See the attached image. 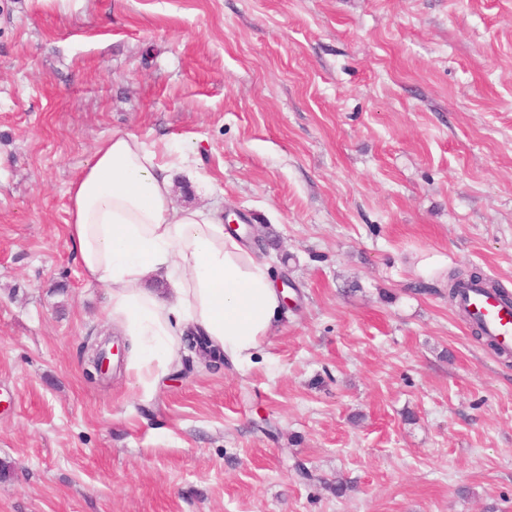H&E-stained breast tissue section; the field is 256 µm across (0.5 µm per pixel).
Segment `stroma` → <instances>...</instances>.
I'll list each match as a JSON object with an SVG mask.
<instances>
[{"instance_id": "1", "label": "stroma", "mask_w": 512, "mask_h": 512, "mask_svg": "<svg viewBox=\"0 0 512 512\" xmlns=\"http://www.w3.org/2000/svg\"><path fill=\"white\" fill-rule=\"evenodd\" d=\"M115 131L261 226L294 289L249 370L87 379L67 189ZM456 269L512 293V0H0V512H512Z\"/></svg>"}]
</instances>
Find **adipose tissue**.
Returning a JSON list of instances; mask_svg holds the SVG:
<instances>
[{
    "mask_svg": "<svg viewBox=\"0 0 512 512\" xmlns=\"http://www.w3.org/2000/svg\"><path fill=\"white\" fill-rule=\"evenodd\" d=\"M189 162L115 132L67 190L83 275L108 289L105 316L126 339L127 369L145 396L178 364L187 331L204 333L242 369L280 316L266 264L226 230L219 208L175 207L171 172ZM156 280L167 291L153 288Z\"/></svg>",
    "mask_w": 512,
    "mask_h": 512,
    "instance_id": "1",
    "label": "adipose tissue"
}]
</instances>
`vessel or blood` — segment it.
<instances>
[{"instance_id":"obj_1","label":"vessel or blood","mask_w":512,"mask_h":512,"mask_svg":"<svg viewBox=\"0 0 512 512\" xmlns=\"http://www.w3.org/2000/svg\"><path fill=\"white\" fill-rule=\"evenodd\" d=\"M461 307L481 322L487 336L501 347L512 349V305L479 284L464 286L459 297Z\"/></svg>"}]
</instances>
